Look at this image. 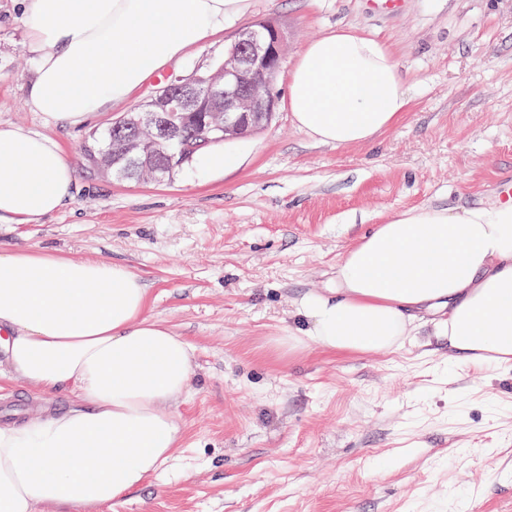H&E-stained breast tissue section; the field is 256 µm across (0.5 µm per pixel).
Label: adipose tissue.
I'll return each instance as SVG.
<instances>
[{
    "label": "adipose tissue",
    "mask_w": 512,
    "mask_h": 512,
    "mask_svg": "<svg viewBox=\"0 0 512 512\" xmlns=\"http://www.w3.org/2000/svg\"><path fill=\"white\" fill-rule=\"evenodd\" d=\"M249 0H26L35 52L32 111L79 126L243 15ZM288 110L314 141L370 140L408 112L389 47L348 29L306 44ZM75 170L53 137L0 125V221L29 224L71 198ZM127 267L32 249L0 251V353L13 378L74 400L0 424V512H73L123 501L179 450L174 404L195 348L147 316ZM295 349L392 351L428 318L450 353L512 362V204L416 207L376 225L336 268V286L298 302Z\"/></svg>",
    "instance_id": "obj_1"
}]
</instances>
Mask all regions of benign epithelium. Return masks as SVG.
Listing matches in <instances>:
<instances>
[{"instance_id":"7a95c632","label":"benign epithelium","mask_w":512,"mask_h":512,"mask_svg":"<svg viewBox=\"0 0 512 512\" xmlns=\"http://www.w3.org/2000/svg\"><path fill=\"white\" fill-rule=\"evenodd\" d=\"M283 36L272 22L241 30L224 49V60L204 78H176L141 113L135 138L162 145L176 137L181 113L209 112L200 131L205 142L244 134L274 116L278 98L274 80L282 56Z\"/></svg>"}]
</instances>
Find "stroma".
Listing matches in <instances>:
<instances>
[{
  "mask_svg": "<svg viewBox=\"0 0 512 512\" xmlns=\"http://www.w3.org/2000/svg\"><path fill=\"white\" fill-rule=\"evenodd\" d=\"M284 34L274 89L304 45L345 27L387 43L410 110L356 146L316 143L278 105L271 122L224 141L238 167H184L138 183L92 166L86 135L160 88L80 127L27 104V18L0 0V124L49 135L75 168L72 200L32 224L0 223V251L34 249L127 266L150 317L195 347L192 391L175 406L176 459L98 512H512V364L448 357L417 337L396 351L276 347L302 295L334 287L336 266L374 225L414 207L497 203L512 182V0H250L212 42L164 77H188L245 27ZM0 377V405L62 410Z\"/></svg>",
  "mask_w": 512,
  "mask_h": 512,
  "instance_id": "stroma-1",
  "label": "stroma"
}]
</instances>
